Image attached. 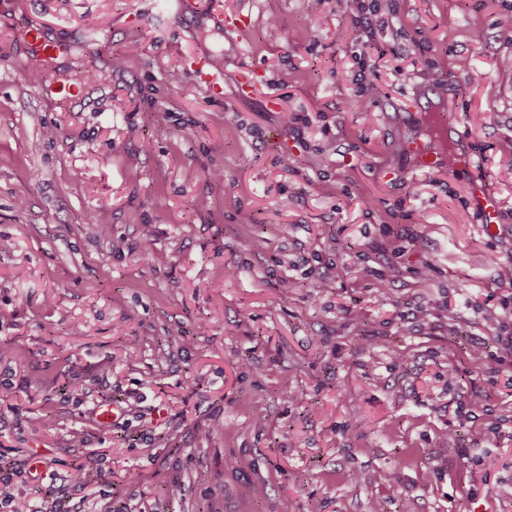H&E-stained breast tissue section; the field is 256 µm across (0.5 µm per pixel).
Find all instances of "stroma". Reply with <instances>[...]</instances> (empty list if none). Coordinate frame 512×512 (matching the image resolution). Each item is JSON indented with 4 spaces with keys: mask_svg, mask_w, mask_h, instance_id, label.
<instances>
[{
    "mask_svg": "<svg viewBox=\"0 0 512 512\" xmlns=\"http://www.w3.org/2000/svg\"><path fill=\"white\" fill-rule=\"evenodd\" d=\"M167 5L0 0V512H512V397L485 372L512 321V0H394L369 40L333 0ZM27 26L70 44V96L29 81ZM202 50L223 98L184 69ZM462 61L486 79L451 80L446 111L477 164L418 171V94ZM416 307L434 331L399 319ZM474 386L487 411L457 417ZM354 56L358 59V63L361 64L362 70L370 75V78L363 85V96L369 100L374 99L380 93V88L375 82V73L378 67L377 59L365 51L364 47L359 52L356 51ZM470 193L475 202L481 223L486 224V226L498 224L499 210L497 202L485 183L482 181L472 182L470 185Z\"/></svg>",
    "mask_w": 512,
    "mask_h": 512,
    "instance_id": "stroma-1",
    "label": "stroma"
}]
</instances>
